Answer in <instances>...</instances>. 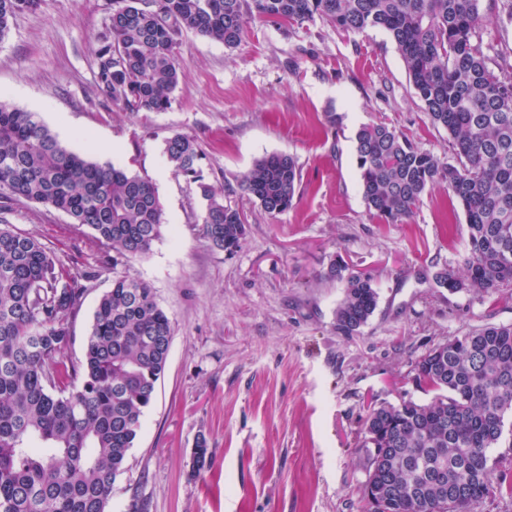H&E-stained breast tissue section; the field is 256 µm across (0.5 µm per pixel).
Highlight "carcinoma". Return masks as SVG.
<instances>
[{"mask_svg": "<svg viewBox=\"0 0 512 512\" xmlns=\"http://www.w3.org/2000/svg\"><path fill=\"white\" fill-rule=\"evenodd\" d=\"M42 0H0V41L13 18ZM512 22V0H111L95 50L105 98L132 112H162L181 73L177 35L190 31L237 47L249 21L302 26L317 19L344 32L384 31L401 56L431 124L448 132L454 162L441 161L385 122L355 135L368 211L406 224L442 184L461 205L462 268H442L455 293L512 286V75L484 50L485 12ZM164 156L198 185V220L211 247L231 254L243 212L204 182L196 140L175 133ZM269 214L293 206L300 170L272 154L235 178ZM0 199L27 200L91 228L112 267L145 257L166 222L154 183L113 162L67 150L32 112L0 103ZM0 207V512H106L117 478L165 373L172 320L152 288L113 273L99 299L83 357L66 363L71 320L86 286L36 239L12 229ZM336 330L353 335L378 305L372 276L346 273ZM412 383L428 402L369 407L363 512H475L488 496L512 499V455L491 457L512 436V324L483 325L414 361Z\"/></svg>", "mask_w": 512, "mask_h": 512, "instance_id": "obj_1", "label": "carcinoma"}]
</instances>
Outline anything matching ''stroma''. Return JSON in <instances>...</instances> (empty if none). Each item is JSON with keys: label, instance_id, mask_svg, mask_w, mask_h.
Wrapping results in <instances>:
<instances>
[{"label": "stroma", "instance_id": "obj_1", "mask_svg": "<svg viewBox=\"0 0 512 512\" xmlns=\"http://www.w3.org/2000/svg\"><path fill=\"white\" fill-rule=\"evenodd\" d=\"M109 4L43 0L0 42V101L47 125L66 115L96 137L65 140L67 149L151 180L164 208L163 237L115 269L67 215L29 202L7 214L70 275L95 274L65 361L81 358L113 271L148 283L173 321L165 373L107 512H360L369 406L428 401L408 380L416 357L469 328L512 323V293L437 286L440 268L461 265L467 233L443 188L426 193L406 224L372 217L363 200L354 153L362 124L384 121L443 160L448 133L430 123L385 32L344 33L319 20L252 21L233 49L181 33L183 72L166 111L107 103L94 52ZM177 132L195 138L206 182L247 217L234 254L210 247L195 220L196 183L165 160L164 141ZM272 153L292 155L301 172L295 205L276 215L234 187L235 175ZM335 259L370 274L379 292L352 336L336 330ZM201 437L212 452L203 470L193 457Z\"/></svg>", "mask_w": 512, "mask_h": 512}]
</instances>
